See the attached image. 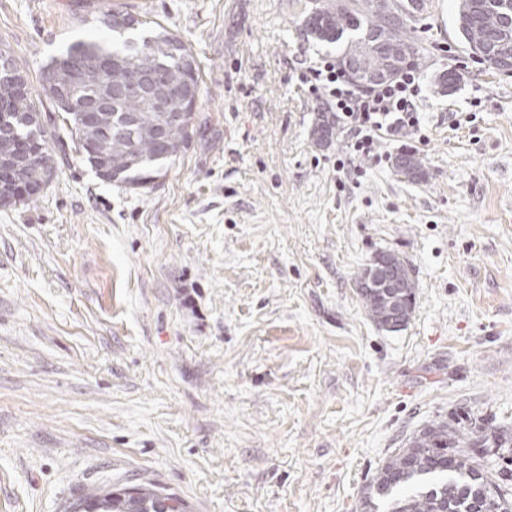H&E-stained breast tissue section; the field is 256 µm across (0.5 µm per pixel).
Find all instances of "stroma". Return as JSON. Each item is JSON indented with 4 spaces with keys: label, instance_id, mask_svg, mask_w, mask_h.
<instances>
[{
    "label": "stroma",
    "instance_id": "stroma-1",
    "mask_svg": "<svg viewBox=\"0 0 512 512\" xmlns=\"http://www.w3.org/2000/svg\"><path fill=\"white\" fill-rule=\"evenodd\" d=\"M457 4L407 31L422 48L411 182L370 161L337 171L342 132L317 142L331 111L298 76L342 47L306 34L312 0H98L186 43L197 132L143 189L66 144L43 192L0 208V512L145 482L186 512H362L395 449L469 418L512 493V447L480 445L512 437V75L462 44ZM80 14L0 0V48L37 81L100 34ZM382 252L415 283L394 331L360 295Z\"/></svg>",
    "mask_w": 512,
    "mask_h": 512
}]
</instances>
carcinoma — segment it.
Here are the masks:
<instances>
[{"label":"carcinoma","mask_w":512,"mask_h":512,"mask_svg":"<svg viewBox=\"0 0 512 512\" xmlns=\"http://www.w3.org/2000/svg\"><path fill=\"white\" fill-rule=\"evenodd\" d=\"M419 0H385V7L374 10L369 0H347L312 6L305 20L308 32L329 43L339 42L344 35L359 47L363 68L376 72L386 65L384 51L375 46L371 36L381 32L386 42L396 45L415 44L403 35L407 23L415 22ZM113 17L131 18L126 10L112 9L102 13L100 23L112 36L81 40L59 54L70 67L83 90L96 91L102 84L121 85L138 71L160 69V85L178 88L198 81L196 70L182 58L194 60L186 44L182 56L167 57L157 67L151 46L164 45L180 38L161 29L142 36L136 27H112ZM457 28L461 39L471 45L476 39L493 53L507 54L512 59V0H460ZM50 66L41 73L40 87L32 90L29 82L15 84L0 72V158L13 156L20 147L34 156L29 176L36 180L53 179L55 159L49 152L52 144L63 145L67 139L76 143L80 153L95 169H103L110 180L132 188H144L166 172L169 163L184 152L194 133V115L190 106L174 99L169 111L163 112L142 98L126 97L112 108V129L122 133L105 143L96 132L79 126L74 106L63 101L61 93L48 80ZM61 114V121L27 131L26 114L38 112L44 103ZM134 114L138 123L127 124ZM164 127V137L153 135V129ZM397 174L407 180L422 178V170L414 156L396 158ZM364 308L371 319L381 325L399 326L393 319L391 300L384 295L362 292ZM473 443L459 428H448V422L437 421L413 434L406 446L391 455L378 470L363 501L364 512H512L507 494L495 491L489 498L486 489L493 487L481 472L480 463L472 455ZM72 512H181L175 498L153 485L130 488L101 489L88 492L72 504Z\"/></svg>","instance_id":"carcinoma-1"}]
</instances>
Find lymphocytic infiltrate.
<instances>
[{"mask_svg": "<svg viewBox=\"0 0 512 512\" xmlns=\"http://www.w3.org/2000/svg\"><path fill=\"white\" fill-rule=\"evenodd\" d=\"M299 82L308 92L326 99L357 158L385 161L382 142L404 140L421 128L417 108L421 75L417 68H406L391 81L361 89L348 79L335 58L326 55L310 62Z\"/></svg>", "mask_w": 512, "mask_h": 512, "instance_id": "obj_1", "label": "lymphocytic infiltrate"}]
</instances>
